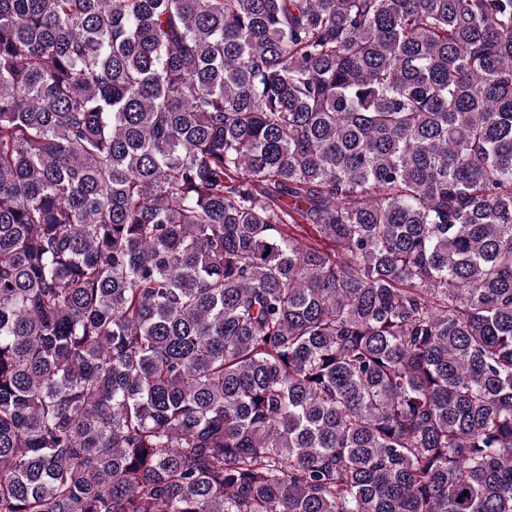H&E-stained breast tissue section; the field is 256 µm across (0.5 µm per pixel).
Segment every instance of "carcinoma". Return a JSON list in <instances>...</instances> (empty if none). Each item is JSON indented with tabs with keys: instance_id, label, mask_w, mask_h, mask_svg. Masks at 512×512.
Here are the masks:
<instances>
[{
	"instance_id": "cac0c4a2",
	"label": "carcinoma",
	"mask_w": 512,
	"mask_h": 512,
	"mask_svg": "<svg viewBox=\"0 0 512 512\" xmlns=\"http://www.w3.org/2000/svg\"><path fill=\"white\" fill-rule=\"evenodd\" d=\"M0 512H512V0H0Z\"/></svg>"
}]
</instances>
